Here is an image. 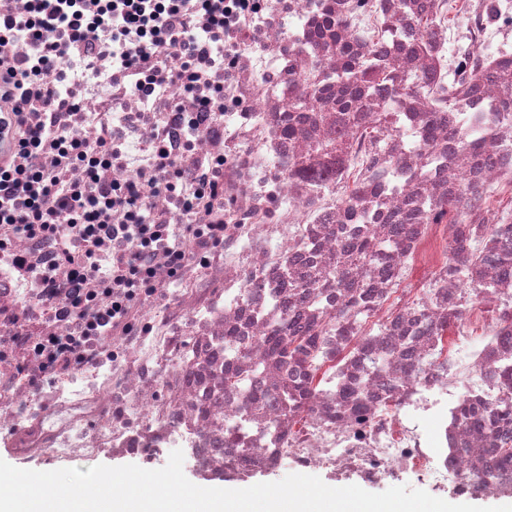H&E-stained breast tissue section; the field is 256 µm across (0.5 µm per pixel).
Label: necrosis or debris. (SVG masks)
Wrapping results in <instances>:
<instances>
[{"label": "necrosis or debris", "instance_id": "1", "mask_svg": "<svg viewBox=\"0 0 512 512\" xmlns=\"http://www.w3.org/2000/svg\"><path fill=\"white\" fill-rule=\"evenodd\" d=\"M434 1L430 51L411 53L402 33ZM103 2L80 20L86 42L41 27L67 107L5 135L1 170L39 173L37 196L80 189L90 218L57 207V234L0 222V440L22 461L173 448L212 478L288 462L368 483L412 472L437 491L511 490L512 463L493 450L512 440V90L497 78L512 75V0H206L169 18L192 49L188 83L139 65L168 57L169 33H119L118 0ZM383 6L397 36L360 41ZM344 53L454 83L458 107L388 94L340 128L341 90L312 96L309 77ZM299 97L308 113L292 111ZM388 105L398 115L379 149L360 133ZM102 132L121 165L94 150ZM336 140L342 166L319 185L301 178L327 168L317 145ZM64 142L90 146L86 162ZM357 180L380 208L357 206L351 221L340 201ZM419 197L439 204L416 211ZM396 224L402 253L341 263L345 242ZM490 233L503 250L470 281L449 278ZM288 303L300 326L320 323L325 356L298 409L301 368L270 344L275 327L292 331ZM228 369L243 388H225Z\"/></svg>", "mask_w": 512, "mask_h": 512}]
</instances>
